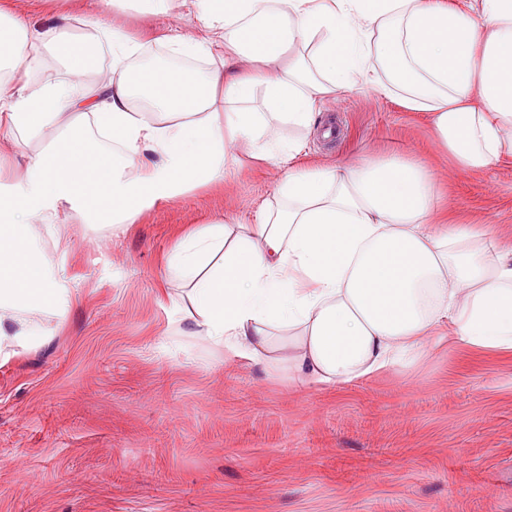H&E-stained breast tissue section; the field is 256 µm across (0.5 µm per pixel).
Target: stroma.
I'll return each mask as SVG.
<instances>
[{"label":"stroma","mask_w":512,"mask_h":512,"mask_svg":"<svg viewBox=\"0 0 512 512\" xmlns=\"http://www.w3.org/2000/svg\"><path fill=\"white\" fill-rule=\"evenodd\" d=\"M111 22L164 65L175 55L158 32L202 28L186 9ZM316 110L333 139L277 131L302 143L295 165L420 160L438 223L512 246V156L461 170L428 113L363 80ZM284 175L244 154L121 238L71 219L62 244L37 240L70 295L39 345L0 359V512H512V354L434 339L414 366L329 389L191 335L167 278L177 240L254 221Z\"/></svg>","instance_id":"obj_1"}]
</instances>
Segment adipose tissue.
Listing matches in <instances>:
<instances>
[{
	"label": "adipose tissue",
	"mask_w": 512,
	"mask_h": 512,
	"mask_svg": "<svg viewBox=\"0 0 512 512\" xmlns=\"http://www.w3.org/2000/svg\"><path fill=\"white\" fill-rule=\"evenodd\" d=\"M174 2L100 0L77 40L32 29L15 0H0V136L58 131L29 154L23 191L0 198L1 357L38 343L36 321L69 296L32 246L34 226L59 234L73 211L119 234L146 209L223 178L227 142L267 157L265 116L245 107L255 89L282 124L307 127L319 101L368 77L429 113L462 169L512 153V0H194L202 33L165 37L175 54L214 59L192 76L142 59V43L101 18L167 15ZM91 40L106 42L108 70ZM296 43L311 57L289 56ZM47 55L66 79L34 86L29 73ZM91 122L121 156L87 134ZM281 196L254 223L197 226L169 256L170 279L189 289L193 335L330 388L416 364L447 327L454 342L512 354V248L464 226L434 230L431 180L416 162L292 169ZM290 326L297 335L276 337Z\"/></svg>",
	"instance_id": "obj_1"
}]
</instances>
